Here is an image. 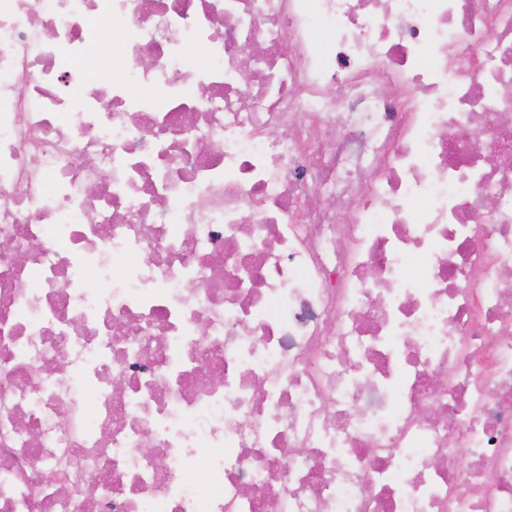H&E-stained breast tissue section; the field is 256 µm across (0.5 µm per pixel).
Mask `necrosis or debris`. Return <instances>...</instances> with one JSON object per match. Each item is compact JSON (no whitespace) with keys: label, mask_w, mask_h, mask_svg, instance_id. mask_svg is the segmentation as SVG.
Returning <instances> with one entry per match:
<instances>
[{"label":"necrosis or debris","mask_w":512,"mask_h":512,"mask_svg":"<svg viewBox=\"0 0 512 512\" xmlns=\"http://www.w3.org/2000/svg\"><path fill=\"white\" fill-rule=\"evenodd\" d=\"M507 268L512 0H0V512H512Z\"/></svg>","instance_id":"necrosis-or-debris-1"}]
</instances>
